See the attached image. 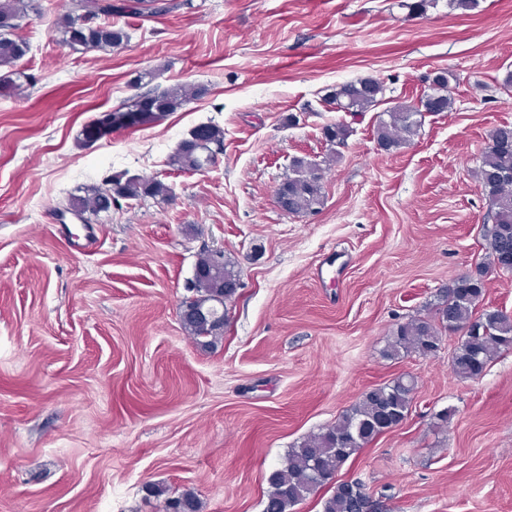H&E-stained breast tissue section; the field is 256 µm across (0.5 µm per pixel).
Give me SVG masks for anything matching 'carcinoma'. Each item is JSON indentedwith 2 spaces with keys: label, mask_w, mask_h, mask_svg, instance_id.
I'll list each match as a JSON object with an SVG mask.
<instances>
[{
  "label": "carcinoma",
  "mask_w": 512,
  "mask_h": 512,
  "mask_svg": "<svg viewBox=\"0 0 512 512\" xmlns=\"http://www.w3.org/2000/svg\"><path fill=\"white\" fill-rule=\"evenodd\" d=\"M169 0H70L66 14L60 18L62 43L74 51L118 49L128 41L127 33L109 22L112 14L134 12L150 14L170 11ZM40 13L38 0H0V15L19 21L11 32H0V71L9 79L31 50L29 41L19 34L22 22ZM446 70L429 77L432 93L418 105L399 104L388 111V119L376 128L377 143L397 152L410 144L418 132L417 115L421 112H445L451 109ZM211 93L206 85H174L162 90L136 94L123 105L101 113L83 130L82 142L91 143L119 129L145 127L171 112L183 109L193 100ZM383 93L382 84L367 77L336 85L325 101L336 111L363 112ZM323 136L332 146L345 144L349 128L342 122L323 127ZM224 148V130L215 124L196 127L190 137L182 140L170 164L183 172L197 173L206 169L208 159ZM335 156L321 161L295 156L288 173V213L298 216L318 209L324 202V174ZM475 177L481 184L489 206L492 225L487 229L486 254L489 266L512 265V124H502L489 134L483 148ZM111 186L122 200L153 198L165 202L173 197V188L158 178L112 175L97 185L88 186L68 195L65 211L88 223L91 218L108 212L104 207L105 186ZM193 289L196 296L184 302L190 313L181 320L186 334L202 347H208L224 335V327H209L198 317L204 309L227 305L237 294L239 283L237 263L224 257L220 268L210 266L204 254L195 263ZM487 268L480 266L473 275L454 281L440 292V298L430 318H412L397 326L382 349L384 358L396 361L411 355L430 357L442 342V331L448 324L469 326V338L463 342L452 360V370L465 380H477L488 364L501 351L512 349V314L494 308H480L484 296ZM416 394V385L402 374L391 382L367 390L362 399L347 410L336 424L327 426L303 439L288 450L282 465L268 476V491L263 512H293L294 507L321 488L332 485L323 501V512H369V497L357 483H335L333 479L344 464L361 448L402 423ZM148 496L164 498V512H201L197 493L186 489L169 495L159 484L145 485Z\"/></svg>",
  "instance_id": "carcinoma-1"
}]
</instances>
